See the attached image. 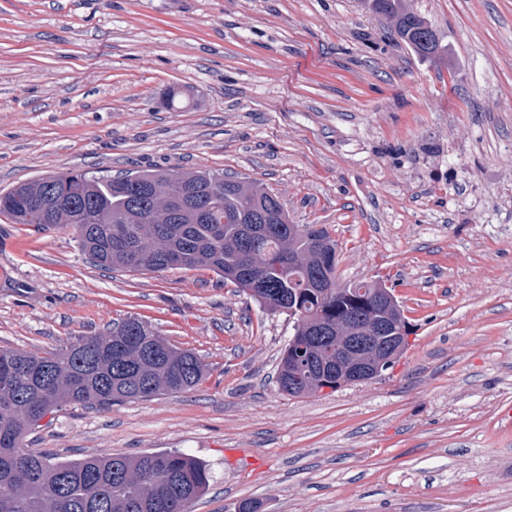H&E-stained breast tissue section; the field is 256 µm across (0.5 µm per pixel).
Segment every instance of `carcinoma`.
I'll return each instance as SVG.
<instances>
[{
  "label": "carcinoma",
  "mask_w": 512,
  "mask_h": 512,
  "mask_svg": "<svg viewBox=\"0 0 512 512\" xmlns=\"http://www.w3.org/2000/svg\"><path fill=\"white\" fill-rule=\"evenodd\" d=\"M386 21L393 37L423 58L440 56L441 40L404 0H361ZM55 206L40 207L46 177L0 192V216L12 224L63 227L98 266L129 272L206 268L248 292L259 305L293 320L294 339L312 367L333 356L336 335L348 334L351 315L369 322L399 319L370 293L383 284H346L355 298H326L322 279H336L338 244L323 224H290L279 197L251 180L211 170L154 169L124 176L69 170L52 175ZM211 193L207 219L174 199L183 190ZM321 323L313 331L315 323ZM285 348L277 366L279 389L313 394L316 373L288 375ZM206 373L190 350L129 318L112 330L45 351L0 349V512H191L211 472L179 451L58 460L24 446L45 416L65 407L109 409L194 388Z\"/></svg>",
  "instance_id": "carcinoma-1"
}]
</instances>
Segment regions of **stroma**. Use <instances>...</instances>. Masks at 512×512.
Instances as JSON below:
<instances>
[{"instance_id":"35a3bbf8","label":"stroma","mask_w":512,"mask_h":512,"mask_svg":"<svg viewBox=\"0 0 512 512\" xmlns=\"http://www.w3.org/2000/svg\"><path fill=\"white\" fill-rule=\"evenodd\" d=\"M405 3L438 61L360 0H0V190L69 169L245 177L327 225L340 278L384 280L413 326L376 380L291 397L286 314L0 217V347L135 317L206 368L176 396L65 408L26 448L194 455L212 478L192 512H512V0Z\"/></svg>"}]
</instances>
